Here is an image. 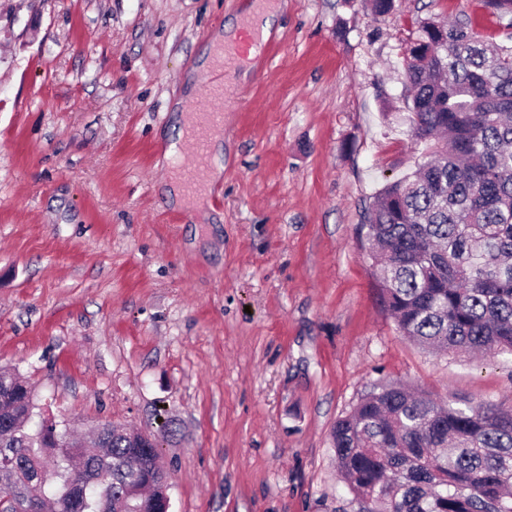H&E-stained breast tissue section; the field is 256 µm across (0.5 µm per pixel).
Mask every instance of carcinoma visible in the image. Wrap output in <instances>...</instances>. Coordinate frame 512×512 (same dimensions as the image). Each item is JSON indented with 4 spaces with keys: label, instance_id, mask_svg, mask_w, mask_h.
Wrapping results in <instances>:
<instances>
[{
    "label": "carcinoma",
    "instance_id": "obj_1",
    "mask_svg": "<svg viewBox=\"0 0 512 512\" xmlns=\"http://www.w3.org/2000/svg\"><path fill=\"white\" fill-rule=\"evenodd\" d=\"M405 77L417 169L367 208L398 331L443 354H512V45L465 21L419 22ZM33 391L0 371L3 512H169L159 451L112 422L67 448ZM357 512H512V406L380 384L332 429ZM84 464L74 486L72 461Z\"/></svg>",
    "mask_w": 512,
    "mask_h": 512
}]
</instances>
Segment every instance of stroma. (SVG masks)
<instances>
[{
    "label": "stroma",
    "instance_id": "obj_1",
    "mask_svg": "<svg viewBox=\"0 0 512 512\" xmlns=\"http://www.w3.org/2000/svg\"><path fill=\"white\" fill-rule=\"evenodd\" d=\"M256 0H0V367L67 428L161 439L171 512H355L330 434L373 387L512 404V355H435L386 310L365 211L419 162L403 53L484 0H273L230 70L222 204L177 207L187 74ZM168 194L171 201L177 206L196 207L201 209L204 203L203 198L190 195L184 190L181 179L173 173L168 178Z\"/></svg>",
    "mask_w": 512,
    "mask_h": 512
}]
</instances>
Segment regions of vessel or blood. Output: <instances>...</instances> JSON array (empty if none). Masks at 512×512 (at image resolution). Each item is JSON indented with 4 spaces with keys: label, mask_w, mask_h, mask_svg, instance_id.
I'll return each mask as SVG.
<instances>
[{
    "label": "vessel or blood",
    "mask_w": 512,
    "mask_h": 512,
    "mask_svg": "<svg viewBox=\"0 0 512 512\" xmlns=\"http://www.w3.org/2000/svg\"><path fill=\"white\" fill-rule=\"evenodd\" d=\"M248 48L240 50L236 46L224 47L213 69L207 77L208 91L194 105L197 123L191 135L188 155L177 157L178 169L188 191H197L201 186L202 173L206 164L208 140L211 135L222 132L224 127V102L228 92L224 86V72L236 66L243 52H252L254 57L264 56L269 41L261 30L250 28L247 35Z\"/></svg>",
    "instance_id": "obj_1"
}]
</instances>
